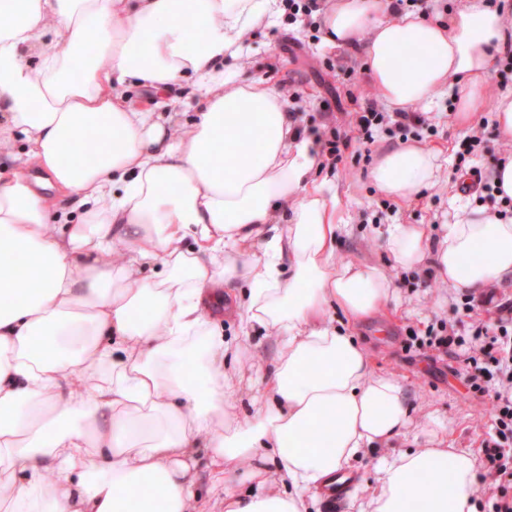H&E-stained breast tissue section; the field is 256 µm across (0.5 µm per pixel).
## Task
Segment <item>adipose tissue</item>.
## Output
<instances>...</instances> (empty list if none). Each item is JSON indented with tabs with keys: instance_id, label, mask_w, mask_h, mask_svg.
I'll use <instances>...</instances> for the list:
<instances>
[{
	"instance_id": "adipose-tissue-1",
	"label": "adipose tissue",
	"mask_w": 512,
	"mask_h": 512,
	"mask_svg": "<svg viewBox=\"0 0 512 512\" xmlns=\"http://www.w3.org/2000/svg\"><path fill=\"white\" fill-rule=\"evenodd\" d=\"M391 0H333L322 41L358 50L390 110L447 89L472 122L507 41L491 0L448 17L396 16ZM0 154L25 141L46 173L0 181V512H308L334 475L410 421L405 392L353 336L324 319L385 309L396 283L337 260L342 203L319 181L285 94L228 68L276 0H0ZM109 65H101L100 57ZM193 78L197 119L170 115ZM157 96L131 101L130 88ZM448 159L405 143L369 180L395 202L423 197ZM78 222H70L71 214ZM396 265L432 262L476 293L512 276V218L475 208L432 237L396 224ZM104 252L123 263L102 264ZM152 276H143L144 266ZM241 328L279 346L240 421L250 353ZM81 388H73V380ZM205 452L219 502L192 470ZM357 512H476L477 458L438 439L382 458Z\"/></svg>"
}]
</instances>
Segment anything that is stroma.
I'll return each mask as SVG.
<instances>
[{
	"instance_id": "obj_1",
	"label": "stroma",
	"mask_w": 512,
	"mask_h": 512,
	"mask_svg": "<svg viewBox=\"0 0 512 512\" xmlns=\"http://www.w3.org/2000/svg\"><path fill=\"white\" fill-rule=\"evenodd\" d=\"M236 67L244 78L297 91L298 124L322 133L334 127L351 138L342 164L320 169L319 177L335 187L348 215L336 246L338 260L378 265L397 283L391 316L370 318L350 329L372 350L374 371L394 374L407 391L410 428L393 439V447L427 446L429 422L436 418L448 431L449 447L480 452L483 441L494 432L488 400L469 390L460 358L434 356L426 341L432 329L448 318L454 319L459 335L472 338L476 326L494 324L495 310L489 305L464 311V292L440 279H427L424 267H397L383 247L391 225L427 224L437 236L444 225L461 218V210L451 204L450 183L440 180L422 199L403 205L377 191L367 172L379 151L397 146L400 138L382 129L374 144L362 143L355 128L358 107L353 98L373 89L362 71L363 63L349 50L322 46L306 21L292 24L281 13L269 24L251 30ZM347 67L358 70L357 81L346 78L343 70ZM492 107V100H485L472 125L461 127L448 111L447 92L437 93L432 101L416 106L426 117L418 128L422 144L446 148L453 164L459 155H466L468 172L491 177L497 163L512 156V141L503 140L492 122ZM473 131L481 133L483 142L472 151L466 137Z\"/></svg>"
}]
</instances>
